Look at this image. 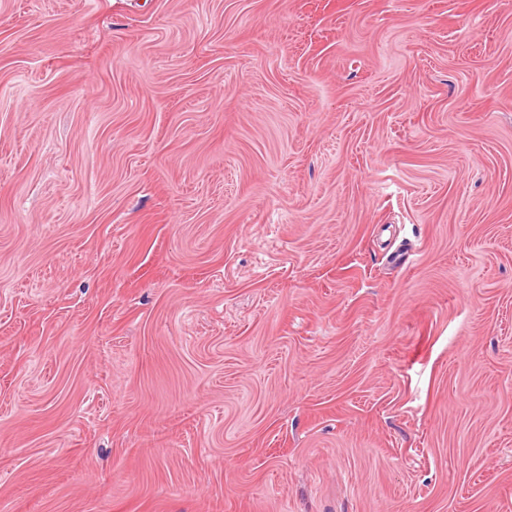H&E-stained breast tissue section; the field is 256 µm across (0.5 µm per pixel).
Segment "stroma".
I'll list each match as a JSON object with an SVG mask.
<instances>
[{
  "label": "stroma",
  "mask_w": 512,
  "mask_h": 512,
  "mask_svg": "<svg viewBox=\"0 0 512 512\" xmlns=\"http://www.w3.org/2000/svg\"><path fill=\"white\" fill-rule=\"evenodd\" d=\"M0 512H512V0H0Z\"/></svg>",
  "instance_id": "stroma-1"
}]
</instances>
